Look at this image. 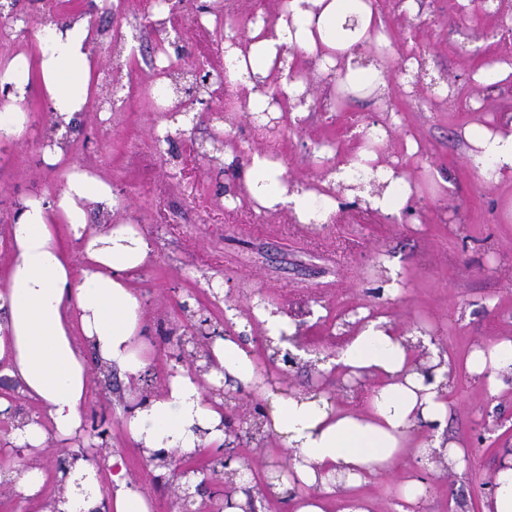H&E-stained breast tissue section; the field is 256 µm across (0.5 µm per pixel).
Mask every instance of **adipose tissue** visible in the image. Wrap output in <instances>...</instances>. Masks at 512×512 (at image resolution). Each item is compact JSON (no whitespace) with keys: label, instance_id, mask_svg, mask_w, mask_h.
<instances>
[{"label":"adipose tissue","instance_id":"ef3b65f1","mask_svg":"<svg viewBox=\"0 0 512 512\" xmlns=\"http://www.w3.org/2000/svg\"><path fill=\"white\" fill-rule=\"evenodd\" d=\"M383 28L372 0H286L272 18L260 8L227 49V79L250 115L285 114L293 122L306 115L299 103L305 86L290 77L302 58L314 60L319 76L336 74L338 96L365 89L384 95L393 49ZM36 39L33 58L0 57V86H13L0 101V143L26 136L29 117L22 104L39 88L59 132L43 160L61 170L63 184L51 194L18 198L6 228L10 261L0 276V375L16 379L40 412L17 414L13 401L0 396V418L13 416L11 442L21 452L43 450L53 441L72 454L73 463L59 473V489L49 497L35 468L0 470V483L12 484L36 512H149L144 493L128 480L122 455L107 458L110 485L104 489L88 448L77 441L92 380L87 351L132 379L150 365L144 301L133 282L152 261L153 246L136 225L115 222L120 204L107 180L68 163L64 136L99 83L88 18H68ZM275 87L286 92V106L267 96ZM356 133L361 145L341 156L317 189L288 181L282 162L253 152L239 182L243 196L256 209L286 211L302 224L326 223L342 190L370 211L399 214L417 187L381 162L377 149L388 140L387 128L360 126ZM463 136L485 180L512 182L511 113L493 128L470 123ZM253 314L273 350L287 348L299 329L298 320L275 305H255ZM346 333L331 364L348 376L372 379L363 407L340 408L308 392L272 395L261 432L283 440L287 463L278 478L229 498L225 512H245L252 498L284 496L291 497L294 512H375L374 502L354 495V488L396 473L405 458L430 465L439 460L455 471L466 467L462 446L446 434L445 387L454 378L447 354L419 326L404 331L385 315L351 317ZM205 363L208 373L180 365L161 392L130 395L122 426L143 455L223 450L224 405L210 398L211 388L229 378L245 386L263 378L233 336L214 337ZM468 367L492 385H505L512 377V338L473 351ZM419 426L428 434L416 443L412 433Z\"/></svg>","mask_w":512,"mask_h":512}]
</instances>
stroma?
<instances>
[{"instance_id":"stroma-1","label":"stroma","mask_w":512,"mask_h":512,"mask_svg":"<svg viewBox=\"0 0 512 512\" xmlns=\"http://www.w3.org/2000/svg\"><path fill=\"white\" fill-rule=\"evenodd\" d=\"M418 3L413 15L397 12V0H378V7L393 46L405 58L418 60L425 93H410L397 75L385 101L348 98L340 111L309 112L271 135L289 179L313 183L340 153L354 147L346 131L351 121L370 126L396 113L400 124L381 148L382 160L403 167L419 185L401 220L365 214L355 201L337 211L331 224H300L282 212L258 213L230 204L240 172L266 138L241 112L228 115L231 128L224 144L235 153L231 165L187 158L190 143L209 142L219 122L206 112L192 131L154 145L163 115L142 102L139 89L153 81V44L174 41L175 35L134 26L124 0H117L109 15L95 12L89 0L68 5L69 13L89 16L99 53L111 47L114 30L122 31L121 77L131 96L122 111L107 115L91 107L83 112L71 141V161L105 177L121 204L120 218L137 224L152 242L154 260L136 281L154 347L152 391L167 384L174 364L168 341L184 334L191 310L220 322L230 302L247 318L259 298L288 311H305L308 358L291 370L286 387L309 391L319 386L350 408L362 406L371 381L356 386L342 373L318 367L336 353L346 319L363 311L390 314L405 326L423 323L454 364L447 432L468 453L464 471H422L423 512H482L488 481L512 454V386L489 389L487 382L465 372L464 361L476 345L512 336V221L503 215L512 184L481 177L467 156L462 129L477 117L492 124L512 113V82L482 86L473 80L486 60L512 65V45L495 36L493 17L461 9L458 0ZM441 81L448 85L444 99L434 92ZM25 110L30 117L26 137L0 152V228L9 224L18 197L60 187L59 173L43 161L49 103L35 90ZM408 134L419 141V155H406L403 139ZM427 165L448 180L447 189H434L423 173ZM387 260L397 261L401 272V292L394 297L378 292L377 271ZM91 370L94 387L84 412L85 437L97 442L98 429H106L104 452L123 456L130 479L147 495L150 512H183V492L171 471L148 462L122 429L120 415L131 383L96 362ZM482 421L488 432H480ZM284 455L280 439L246 438L234 466L269 475ZM67 460L66 453L51 446L22 454L10 442L9 421L0 419V468L40 469L50 496Z\"/></svg>"}]
</instances>
